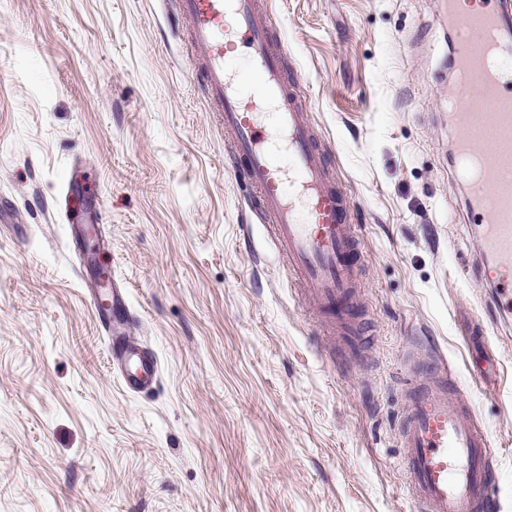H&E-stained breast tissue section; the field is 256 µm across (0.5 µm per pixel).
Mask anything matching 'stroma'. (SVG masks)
I'll use <instances>...</instances> for the list:
<instances>
[{"mask_svg": "<svg viewBox=\"0 0 512 512\" xmlns=\"http://www.w3.org/2000/svg\"><path fill=\"white\" fill-rule=\"evenodd\" d=\"M354 207L353 318L330 343L193 77L176 0H0V512H413L397 428L436 352L512 512V325L481 321L455 179L448 0H266ZM159 363L112 372L76 198Z\"/></svg>", "mask_w": 512, "mask_h": 512, "instance_id": "obj_1", "label": "stroma"}]
</instances>
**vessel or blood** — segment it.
Returning a JSON list of instances; mask_svg holds the SVG:
<instances>
[{
  "label": "vessel or blood",
  "mask_w": 512,
  "mask_h": 512,
  "mask_svg": "<svg viewBox=\"0 0 512 512\" xmlns=\"http://www.w3.org/2000/svg\"><path fill=\"white\" fill-rule=\"evenodd\" d=\"M455 11L457 84L454 171L477 202L478 240L464 265L487 289L485 319L512 313V40L492 0ZM191 23L189 41L207 100L222 112L249 188L253 216L267 227L288 270L321 305L354 304L359 242L352 206L331 180L309 127L306 102L288 80L282 43L272 37L259 0H177ZM482 38L474 42L471 30ZM483 109L471 111V98ZM94 309L111 312L105 329L124 386L141 393L158 382L154 354L126 332L125 292L92 294ZM401 441L406 490L417 512H501L494 492L492 445L475 411L445 368L425 356L410 369Z\"/></svg>",
  "instance_id": "b4317fda"
}]
</instances>
